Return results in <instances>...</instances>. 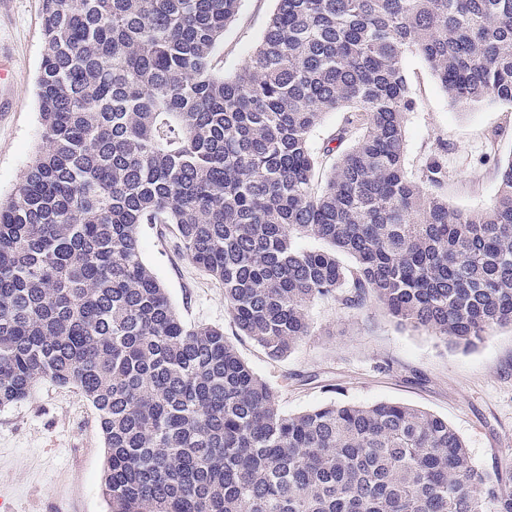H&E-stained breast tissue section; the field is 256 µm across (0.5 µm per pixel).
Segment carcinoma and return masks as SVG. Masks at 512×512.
I'll return each instance as SVG.
<instances>
[{
	"label": "carcinoma",
	"instance_id": "obj_1",
	"mask_svg": "<svg viewBox=\"0 0 512 512\" xmlns=\"http://www.w3.org/2000/svg\"><path fill=\"white\" fill-rule=\"evenodd\" d=\"M241 2L42 0L43 146L0 199V406L78 387L109 512H512V471L477 468L430 412L281 413L223 328L183 322L140 245L141 225H177L272 360L324 297L464 350L512 327V154L478 212L439 193L440 156L408 175L403 68L417 54L453 106L512 105V0H276L226 74ZM329 112L346 122L315 148Z\"/></svg>",
	"mask_w": 512,
	"mask_h": 512
}]
</instances>
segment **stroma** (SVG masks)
I'll return each instance as SVG.
<instances>
[{
	"label": "stroma",
	"instance_id": "1",
	"mask_svg": "<svg viewBox=\"0 0 512 512\" xmlns=\"http://www.w3.org/2000/svg\"><path fill=\"white\" fill-rule=\"evenodd\" d=\"M41 3L0 5V51L12 67L5 93L16 106L0 112L1 198L14 193L42 145ZM274 8V0H243L218 53L225 72L252 55ZM403 68L414 101L405 121L407 171L418 174L445 141L448 180L441 192L449 205L464 212L488 208L499 188L494 161L512 155V106H449L420 57L406 53ZM141 251L182 320L223 327L241 358L279 389L282 413L330 403H403L447 419L485 472L512 469V328L495 329L463 351L400 327L377 302L347 308L324 298L310 308L311 336L274 361L238 335L223 286L183 256L175 225H143ZM105 460L97 412L78 388L46 380L26 400L0 407V505L8 512H108L101 491Z\"/></svg>",
	"mask_w": 512,
	"mask_h": 512
}]
</instances>
